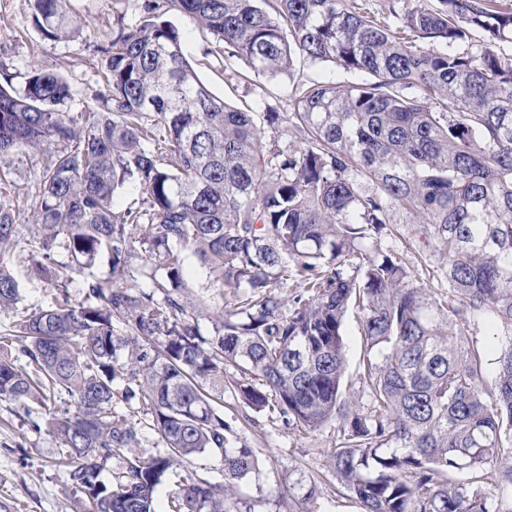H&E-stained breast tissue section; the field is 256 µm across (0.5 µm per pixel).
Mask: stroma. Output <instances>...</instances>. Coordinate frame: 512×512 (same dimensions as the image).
<instances>
[{
	"label": "stroma",
	"instance_id": "1",
	"mask_svg": "<svg viewBox=\"0 0 512 512\" xmlns=\"http://www.w3.org/2000/svg\"><path fill=\"white\" fill-rule=\"evenodd\" d=\"M144 0H70L84 27L80 34L51 40L35 22L29 0H0V68L13 76L20 89L31 68L61 73L70 83L74 98L70 110L81 115L97 107L105 92L96 61L100 47L118 26L133 27L144 14ZM169 20L183 37L186 58L200 80L217 97L255 111H289L291 82L287 78L255 76L243 62L225 65L213 54L214 37L183 14ZM411 217L395 211L387 224L381 246L402 257L414 281L437 288L441 285L442 258L413 234ZM42 409L0 402V496L10 500L15 512H72L74 494L60 464V444L40 432L36 424ZM239 434L258 459L259 470L243 489L246 512H298L310 480L322 482L316 512H358L349 498L338 496L329 470V458L340 435L336 423L304 432L265 414L243 422Z\"/></svg>",
	"mask_w": 512,
	"mask_h": 512
}]
</instances>
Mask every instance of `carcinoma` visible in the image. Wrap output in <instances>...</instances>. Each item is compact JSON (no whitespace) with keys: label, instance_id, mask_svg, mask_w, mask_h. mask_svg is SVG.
<instances>
[{"label":"carcinoma","instance_id":"cac0c4a2","mask_svg":"<svg viewBox=\"0 0 512 512\" xmlns=\"http://www.w3.org/2000/svg\"><path fill=\"white\" fill-rule=\"evenodd\" d=\"M31 2L49 39L79 33L67 0ZM162 8L191 16L224 64L257 76L291 78L299 60L366 80L295 81L284 113L233 108L145 0L139 25L100 49L106 94L86 122L57 73L0 85V180L19 153L47 157L29 223L0 203V313L20 298L17 263L60 294L0 336V401L55 405L36 427L64 448L77 512H158L168 475L203 453L220 457L221 479L187 476L171 512H241L258 460L238 434L248 415L224 414L226 394L303 430L337 420L329 469L359 512H512V497L484 488L512 487V4ZM282 125L299 143L267 139ZM125 188L138 206L117 212ZM397 207L444 255L447 287L414 282L375 244ZM189 252L204 269L198 292L184 278ZM102 257L107 279L91 272ZM352 311L365 402L343 397ZM485 320L501 338L490 386L468 341ZM139 413L164 447L142 449Z\"/></svg>","mask_w":512,"mask_h":512}]
</instances>
